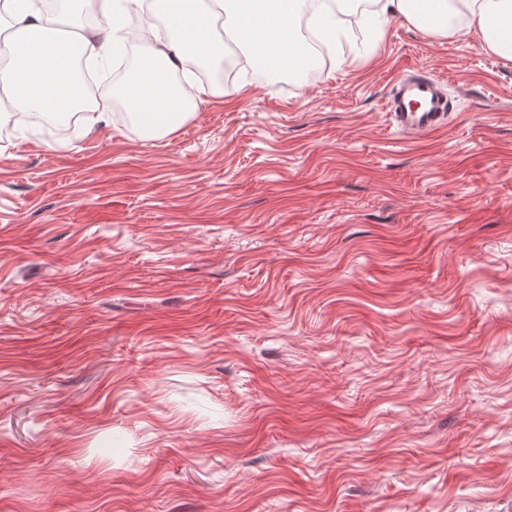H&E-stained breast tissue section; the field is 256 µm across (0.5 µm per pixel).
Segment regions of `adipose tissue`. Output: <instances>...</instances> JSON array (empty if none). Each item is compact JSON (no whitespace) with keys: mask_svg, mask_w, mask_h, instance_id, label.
Here are the masks:
<instances>
[{"mask_svg":"<svg viewBox=\"0 0 512 512\" xmlns=\"http://www.w3.org/2000/svg\"><path fill=\"white\" fill-rule=\"evenodd\" d=\"M365 24L382 31L401 18L429 35L448 37L465 31L481 45L512 58V0H370ZM86 22L58 31L52 17L32 0H0V88L11 94L14 113L53 116L64 122L78 108L72 62L88 55L107 58L115 32L126 25L129 11L145 15L135 78L121 85L131 118L146 137L162 138L176 130L194 104L213 95L186 70L194 59L216 63L225 40L239 47L249 66L288 73L304 82L316 60L298 40L297 28L308 21L317 31L338 35L345 27L348 0H124L123 11L112 0H78ZM112 31L102 34L100 20Z\"/></svg>","mask_w":512,"mask_h":512,"instance_id":"1","label":"adipose tissue"}]
</instances>
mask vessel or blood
<instances>
[{
    "label": "vessel or blood",
    "instance_id": "vessel-or-blood-1",
    "mask_svg": "<svg viewBox=\"0 0 512 512\" xmlns=\"http://www.w3.org/2000/svg\"><path fill=\"white\" fill-rule=\"evenodd\" d=\"M452 109V101L442 94L438 79L424 74L399 77L386 102L393 125L410 139L437 130Z\"/></svg>",
    "mask_w": 512,
    "mask_h": 512
}]
</instances>
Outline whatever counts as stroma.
I'll return each mask as SVG.
<instances>
[{
    "mask_svg": "<svg viewBox=\"0 0 512 512\" xmlns=\"http://www.w3.org/2000/svg\"><path fill=\"white\" fill-rule=\"evenodd\" d=\"M237 59L160 139L0 135V512H512V59ZM440 81L430 75L406 77L402 74L393 84L386 102L393 125L409 139H417L442 126L452 100L440 90Z\"/></svg>",
    "mask_w": 512,
    "mask_h": 512,
    "instance_id": "obj_1",
    "label": "stroma"
}]
</instances>
